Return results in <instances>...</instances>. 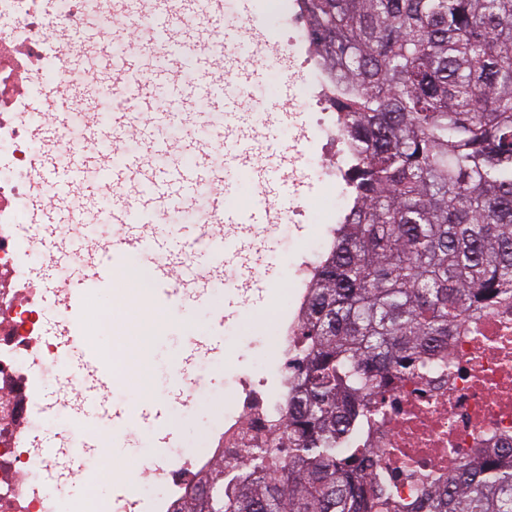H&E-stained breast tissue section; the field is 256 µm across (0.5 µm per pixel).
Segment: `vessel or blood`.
I'll use <instances>...</instances> for the list:
<instances>
[{"instance_id": "1", "label": "vessel or blood", "mask_w": 512, "mask_h": 512, "mask_svg": "<svg viewBox=\"0 0 512 512\" xmlns=\"http://www.w3.org/2000/svg\"><path fill=\"white\" fill-rule=\"evenodd\" d=\"M190 24L176 27L158 19L154 37L165 45L166 55L159 67L144 68L147 52L135 50L113 54L97 34L85 35L84 67L98 85L112 86L123 94L121 110L108 113L96 128L90 129V146L70 153L67 164L55 163L51 154L41 153L34 169L39 184L51 187L54 201L44 207V220L36 225L35 238L47 246V259L55 267L70 269L72 275L51 290V301L65 300L78 308L86 288L111 285L125 275L126 257L135 255L150 261L153 286L158 298L188 316L207 305L214 293H221L224 304L211 312L206 332L189 336L185 356L173 369L164 394L141 403L136 413L127 406L112 403L109 391L114 380L111 366L86 338L80 336L77 317H69V335L60 337L65 353L56 374L66 391H77L76 402L68 412L81 437L65 454H88L99 440L89 426L102 423L108 429H146L154 448H171L173 433L163 426L173 406L179 403L189 385L185 374L197 357L215 351L224 340L226 309L241 306V290L249 286L254 273L242 267L238 277L225 280L224 266L242 259L243 238L255 224L273 220L277 204L293 195L288 180L287 160L258 170L253 145L268 129V121L241 119L240 91L257 84L260 70L231 62L222 42L214 39L205 20L224 12V0H184ZM233 21L239 42L253 44L264 39L265 22L256 15L251 0H233ZM164 87L178 99L193 94L208 104L204 112H179L174 107L154 110L140 107L138 87ZM76 102L72 95L51 97L46 103L49 128L69 125ZM190 153V164L166 171L160 181L138 184L137 174L146 158ZM101 170L109 187L105 212L115 229L95 249L69 235L71 227L85 224V211L78 209L73 187L85 193L94 188L85 180L88 168ZM246 178L262 174L266 190L258 207L240 205L230 172ZM209 201V221L190 224L182 233L164 227L171 203L192 204L198 197ZM59 448L48 451L60 458Z\"/></svg>"}]
</instances>
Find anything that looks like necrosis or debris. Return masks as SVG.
<instances>
[{"label":"necrosis or debris","mask_w":512,"mask_h":512,"mask_svg":"<svg viewBox=\"0 0 512 512\" xmlns=\"http://www.w3.org/2000/svg\"><path fill=\"white\" fill-rule=\"evenodd\" d=\"M0 0V512H63L64 503L44 487L47 462L33 416L38 379L53 372L64 355L42 334L44 300L31 288L30 260L40 247L33 236L16 233L38 191L29 178L42 144L45 115L33 97L60 93L59 81L70 52L79 50L89 23L106 35L134 29V42L152 27L148 16L114 8V0ZM270 28L288 33L285 56L298 64L304 86L297 115L310 121L300 135H289L294 178L315 172L333 190L319 217L315 248H301L290 267L291 287L280 297V315L266 328L257 366L237 365L232 347L224 349V374L231 401L201 451L179 463L160 466L145 459L139 486L159 485L166 496L160 512H181L210 471L225 464V482H242L237 451L262 448L273 427L288 413L295 389L291 371L299 330L311 290L336 245V231L356 211L351 180L358 161L340 132V116L322 108L334 96L336 81L315 44L305 0H269ZM355 447L368 451L354 474L388 489L401 504L441 486L461 459L512 446V299L470 313L448 339L446 350L423 354L409 372L387 373L371 398L370 411Z\"/></svg>","instance_id":"necrosis-or-debris-1"}]
</instances>
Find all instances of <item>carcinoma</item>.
<instances>
[{
  "instance_id": "obj_1",
  "label": "carcinoma",
  "mask_w": 512,
  "mask_h": 512,
  "mask_svg": "<svg viewBox=\"0 0 512 512\" xmlns=\"http://www.w3.org/2000/svg\"><path fill=\"white\" fill-rule=\"evenodd\" d=\"M341 81L363 209L313 288L298 391L233 512H393L353 479L338 444L391 369L448 343L475 310L512 297V0H307ZM426 512H512V447L461 460ZM183 512H224V467Z\"/></svg>"
}]
</instances>
